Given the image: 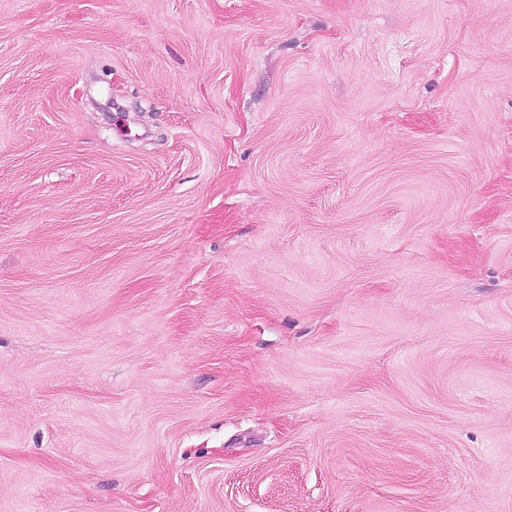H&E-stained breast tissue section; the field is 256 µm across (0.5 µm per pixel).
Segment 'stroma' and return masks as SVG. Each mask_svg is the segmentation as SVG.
Wrapping results in <instances>:
<instances>
[{
	"label": "stroma",
	"instance_id": "stroma-1",
	"mask_svg": "<svg viewBox=\"0 0 512 512\" xmlns=\"http://www.w3.org/2000/svg\"><path fill=\"white\" fill-rule=\"evenodd\" d=\"M0 512H512V0H0Z\"/></svg>",
	"mask_w": 512,
	"mask_h": 512
}]
</instances>
